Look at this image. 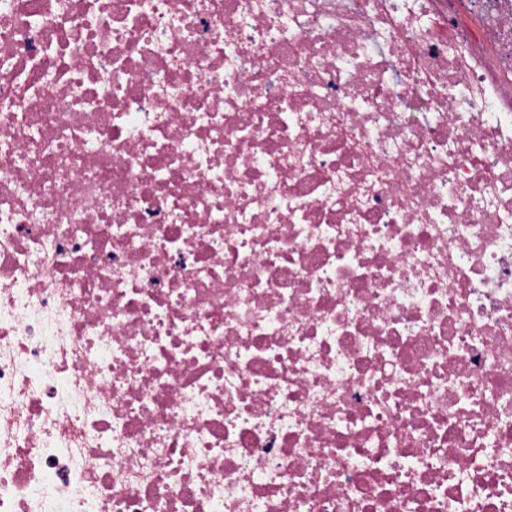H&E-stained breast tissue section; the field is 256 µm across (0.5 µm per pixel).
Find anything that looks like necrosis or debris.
Masks as SVG:
<instances>
[{"mask_svg": "<svg viewBox=\"0 0 512 512\" xmlns=\"http://www.w3.org/2000/svg\"><path fill=\"white\" fill-rule=\"evenodd\" d=\"M0 512H512V0H0Z\"/></svg>", "mask_w": 512, "mask_h": 512, "instance_id": "4bbe7bcc", "label": "necrosis or debris"}]
</instances>
